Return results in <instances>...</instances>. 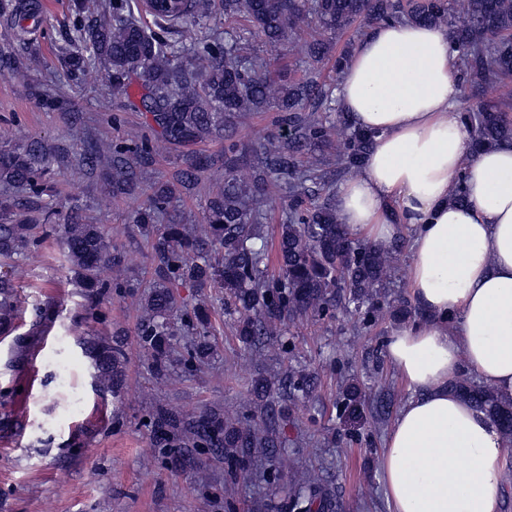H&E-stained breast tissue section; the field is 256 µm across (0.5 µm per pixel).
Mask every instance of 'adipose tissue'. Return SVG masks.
Masks as SVG:
<instances>
[{"label":"adipose tissue","mask_w":512,"mask_h":512,"mask_svg":"<svg viewBox=\"0 0 512 512\" xmlns=\"http://www.w3.org/2000/svg\"><path fill=\"white\" fill-rule=\"evenodd\" d=\"M454 56L443 27L381 22L337 89L375 136L338 188V221L372 243L408 235L407 292L426 314L385 345L410 392L378 460L389 512H502L507 442L453 384L470 371L512 401V142L474 152ZM458 177L462 204L449 197Z\"/></svg>","instance_id":"adipose-tissue-1"}]
</instances>
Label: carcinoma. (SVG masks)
<instances>
[{
	"mask_svg": "<svg viewBox=\"0 0 512 512\" xmlns=\"http://www.w3.org/2000/svg\"><path fill=\"white\" fill-rule=\"evenodd\" d=\"M94 19L74 27L68 36L71 50L63 59L74 75L98 62L112 81V91L129 95L133 80H141L140 107L151 115L158 139L186 144L207 138L224 139V189L207 202L205 227L197 230L169 216V224L156 238L160 283L145 296L147 317L140 328V345L157 376L171 366L170 348L177 340L166 318L175 298L169 284L192 282L200 287L224 288L240 315L239 336L258 349L280 335L282 320L308 311L326 315L340 304L354 306L366 323L391 306L381 293L390 276L398 246H361L348 237L336 214L337 176L356 171L373 148V134L355 128L341 112L336 82L321 79L316 66L333 61L341 72L354 48L334 50L338 35L355 25L387 21H423L448 29L457 53L462 86L480 103L462 110L476 145L487 148L512 142V111L507 100L488 102L489 90L512 81V0H220L224 18H241L246 28H229L224 36L210 31L214 0H157L151 7L152 26L141 22L140 0H98ZM466 21L456 22L457 12ZM14 21L18 45L40 30L43 16L39 0H0V17ZM313 25L319 36L302 41L300 55L308 64L305 77L282 82L271 76L268 63L249 49L258 38L270 46H286L302 27ZM196 40L194 56L184 62L180 43L186 35ZM35 59L13 52L0 53V73L31 66ZM280 113L283 132L271 134L252 150L253 175L242 182L237 170L246 161L233 140V129L252 112ZM343 135L332 143V131ZM336 153H331V148ZM154 146L137 143L108 151L84 154L89 170L108 168L112 195L129 194L137 186V169L151 159ZM51 152L40 142L21 149L0 151V182L28 190L24 202L0 203V256H21L39 243L32 225L14 223V209H47L43 204ZM288 188L287 212L279 225L276 257L280 274L266 275L269 254L262 224L273 189ZM169 184L154 186L134 223L148 232L156 215L169 209ZM64 256L84 289L88 310L100 297L121 283L98 277L99 268L119 265L120 256L99 224L62 225ZM15 305L9 280L0 276V326L12 323ZM208 316L200 309L188 317L187 327L199 341L188 348L185 368L191 370L211 354L206 340ZM86 350L97 378L120 385L126 352L120 340L93 338ZM282 390L308 395L311 380L290 371L279 381ZM454 389L494 417L505 436L512 438V401L501 400L486 386L465 381ZM260 402V422L237 419V426L204 413L193 420L160 407L149 420L157 441L165 448L206 446L242 462L257 448H279V415L270 402L272 389L263 380L254 384ZM332 506L321 482L299 483L288 501V512H315Z\"/></svg>",
	"mask_w": 512,
	"mask_h": 512,
	"instance_id": "obj_1",
	"label": "carcinoma"
}]
</instances>
